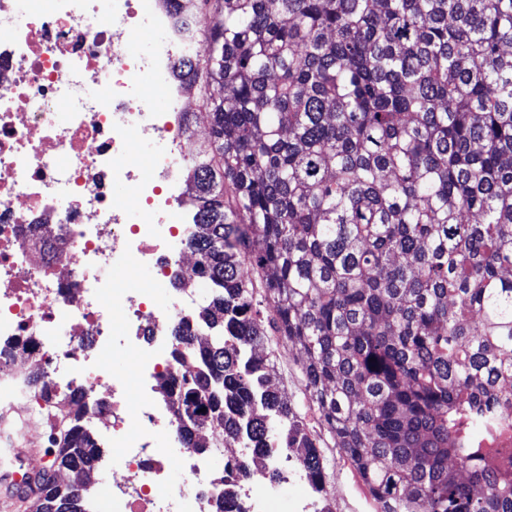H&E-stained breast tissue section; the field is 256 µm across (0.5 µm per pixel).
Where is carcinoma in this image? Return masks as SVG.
Here are the masks:
<instances>
[{
    "label": "carcinoma",
    "instance_id": "obj_1",
    "mask_svg": "<svg viewBox=\"0 0 512 512\" xmlns=\"http://www.w3.org/2000/svg\"><path fill=\"white\" fill-rule=\"evenodd\" d=\"M176 2L209 44L178 65L209 120L184 167L208 340L174 328L191 368L157 387L183 440L251 452L217 512L284 448L324 500L340 448L377 512H512V448L486 447L512 403V0ZM282 339L299 400L270 384ZM28 386L73 474L28 512H85L87 404Z\"/></svg>",
    "mask_w": 512,
    "mask_h": 512
}]
</instances>
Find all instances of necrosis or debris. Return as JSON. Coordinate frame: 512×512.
<instances>
[{
	"label": "necrosis or debris",
	"instance_id": "necrosis-or-debris-1",
	"mask_svg": "<svg viewBox=\"0 0 512 512\" xmlns=\"http://www.w3.org/2000/svg\"><path fill=\"white\" fill-rule=\"evenodd\" d=\"M177 17L170 0H0V375L36 363L59 394L82 392L118 450L106 477L123 512H214L224 490L218 449L185 443L171 410L129 409L103 364L120 351L144 377L186 368L170 330L193 293L151 296L183 278L189 223L176 178L193 154L189 88L175 68L199 46ZM160 431L169 447H155Z\"/></svg>",
	"mask_w": 512,
	"mask_h": 512
}]
</instances>
